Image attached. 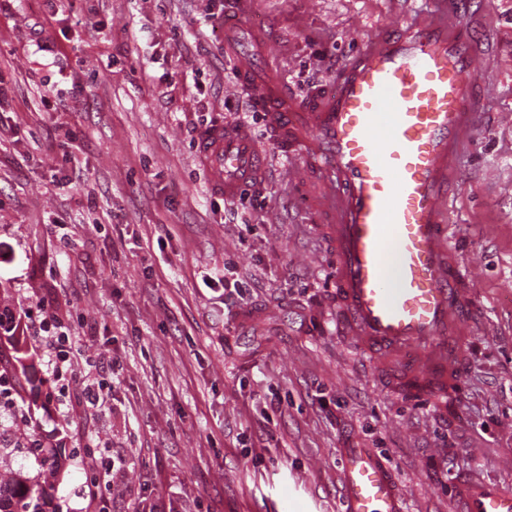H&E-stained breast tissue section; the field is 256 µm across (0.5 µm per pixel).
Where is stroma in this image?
Here are the masks:
<instances>
[{"label": "stroma", "instance_id": "obj_1", "mask_svg": "<svg viewBox=\"0 0 512 512\" xmlns=\"http://www.w3.org/2000/svg\"><path fill=\"white\" fill-rule=\"evenodd\" d=\"M225 2L0 0V286L29 337L54 298L56 332L80 350L65 374L36 353L35 381L0 406V443L19 465L20 431L61 447L62 512H93L79 490L94 457L119 468L108 512H341L345 448L386 460L405 512H458L459 476L512 491V0L458 17L483 44L485 106L449 205L470 318L446 404L381 385L343 336L333 259L299 167L237 81L253 60L224 46ZM239 2L238 40L261 29L262 66L301 98L369 31L429 8ZM241 120L271 174L227 201L209 193L195 139ZM226 274L242 306L226 302ZM99 381L109 394L82 402L79 383Z\"/></svg>", "mask_w": 512, "mask_h": 512}]
</instances>
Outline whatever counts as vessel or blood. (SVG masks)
Listing matches in <instances>:
<instances>
[{"mask_svg":"<svg viewBox=\"0 0 512 512\" xmlns=\"http://www.w3.org/2000/svg\"><path fill=\"white\" fill-rule=\"evenodd\" d=\"M420 22L378 28L312 103L257 68L239 71L280 154L329 185L310 212L334 260L341 318L375 372L409 391L443 398L466 366L464 272L451 247L449 195L459 158L479 128L484 97L471 62L480 48L457 14L462 0H431ZM196 152L213 195L260 182L267 156L245 127L217 123ZM343 512H403L384 459L342 456ZM468 512H512V493L469 486Z\"/></svg>","mask_w":512,"mask_h":512,"instance_id":"1","label":"vessel or blood"}]
</instances>
